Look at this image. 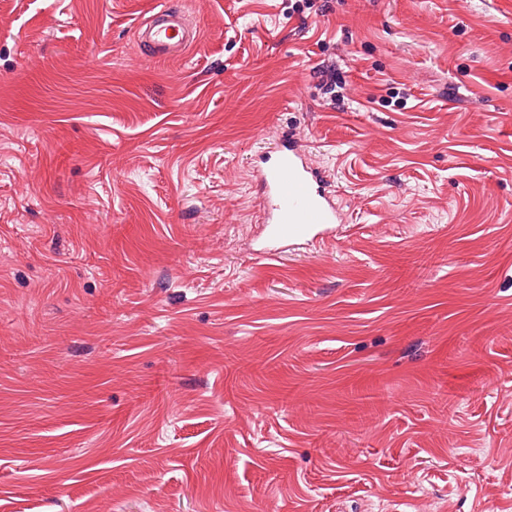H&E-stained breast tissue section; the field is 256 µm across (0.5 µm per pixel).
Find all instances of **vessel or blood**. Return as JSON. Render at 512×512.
I'll list each match as a JSON object with an SVG mask.
<instances>
[{"instance_id":"obj_1","label":"vessel or blood","mask_w":512,"mask_h":512,"mask_svg":"<svg viewBox=\"0 0 512 512\" xmlns=\"http://www.w3.org/2000/svg\"><path fill=\"white\" fill-rule=\"evenodd\" d=\"M135 35L139 43L150 47L154 57L168 59L183 55L194 45L199 30L181 11L166 6L141 22ZM260 184L268 228L261 255L276 259L289 242H324L334 236L341 216L326 191V181L290 138L281 137L278 150L267 158Z\"/></svg>"}]
</instances>
